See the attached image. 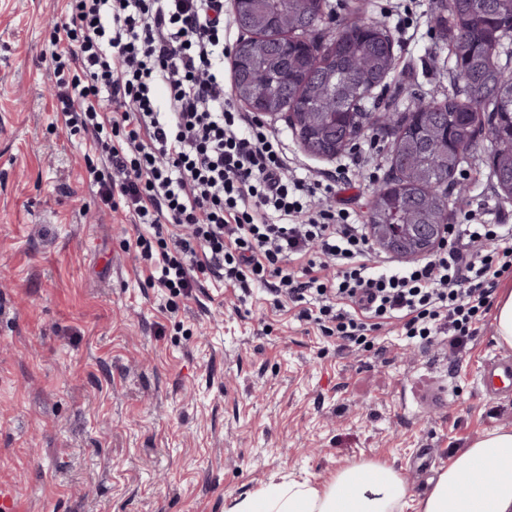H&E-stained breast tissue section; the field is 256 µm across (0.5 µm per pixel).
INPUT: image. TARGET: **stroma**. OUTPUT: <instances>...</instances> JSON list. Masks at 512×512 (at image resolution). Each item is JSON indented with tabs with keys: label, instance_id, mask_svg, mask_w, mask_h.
Wrapping results in <instances>:
<instances>
[{
	"label": "stroma",
	"instance_id": "obj_1",
	"mask_svg": "<svg viewBox=\"0 0 512 512\" xmlns=\"http://www.w3.org/2000/svg\"><path fill=\"white\" fill-rule=\"evenodd\" d=\"M443 2L330 0L320 37L351 16L393 34L395 65L368 111L447 92L453 62L433 23ZM63 7L0 0V484L17 512H225L240 494L323 486L362 462L392 466L416 498L471 440L512 430V397L475 383L500 350L492 319L457 362L394 332L354 353L263 286L243 298L210 275L188 298L151 287L141 226L103 204L91 140L53 110L46 49ZM265 126L290 175L347 172L327 201L366 223L394 176L392 129L329 160L304 151L285 118ZM478 144L455 176L470 204L453 221L512 225ZM421 448L434 470H417Z\"/></svg>",
	"mask_w": 512,
	"mask_h": 512
}]
</instances>
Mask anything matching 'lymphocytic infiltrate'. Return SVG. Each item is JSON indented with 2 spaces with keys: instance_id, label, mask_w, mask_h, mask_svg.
<instances>
[{
  "instance_id": "f902f5d3",
  "label": "lymphocytic infiltrate",
  "mask_w": 512,
  "mask_h": 512,
  "mask_svg": "<svg viewBox=\"0 0 512 512\" xmlns=\"http://www.w3.org/2000/svg\"><path fill=\"white\" fill-rule=\"evenodd\" d=\"M224 33V0H66L53 24L55 110L93 134L105 204L149 228L158 286L268 285L315 305L342 346L371 349L395 325L426 346L447 336L461 359L512 275V226L452 224L428 256L370 266L364 225L313 209L321 180L289 176L279 138L225 104Z\"/></svg>"
}]
</instances>
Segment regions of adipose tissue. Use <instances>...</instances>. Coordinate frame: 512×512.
Returning a JSON list of instances; mask_svg holds the SVG:
<instances>
[{"label":"adipose tissue","instance_id":"ef3b65f1","mask_svg":"<svg viewBox=\"0 0 512 512\" xmlns=\"http://www.w3.org/2000/svg\"><path fill=\"white\" fill-rule=\"evenodd\" d=\"M406 494L391 467L367 462L340 471L321 488L278 484L234 498L227 512H396ZM416 512H512V430L472 440L438 473Z\"/></svg>","mask_w":512,"mask_h":512}]
</instances>
